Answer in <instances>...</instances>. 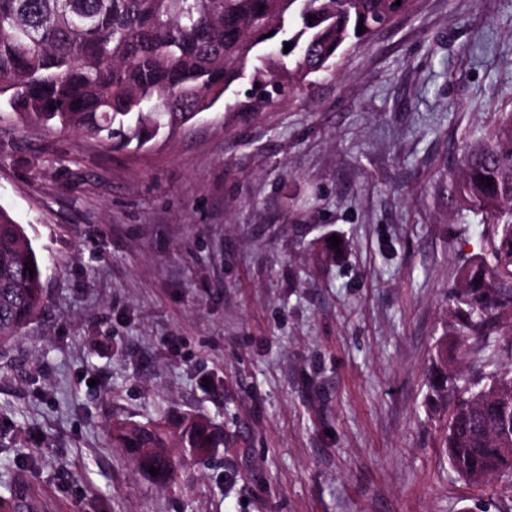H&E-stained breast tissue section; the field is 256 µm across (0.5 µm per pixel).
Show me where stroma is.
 <instances>
[{"label":"stroma","mask_w":512,"mask_h":512,"mask_svg":"<svg viewBox=\"0 0 512 512\" xmlns=\"http://www.w3.org/2000/svg\"><path fill=\"white\" fill-rule=\"evenodd\" d=\"M506 112L512 0H415L308 91L146 151L0 121L46 295L0 374V479L33 512H497L425 395L483 230L447 172ZM160 409L224 428L174 490L107 435Z\"/></svg>","instance_id":"35a3bbf8"}]
</instances>
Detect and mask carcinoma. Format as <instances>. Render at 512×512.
Returning <instances> with one entry per match:
<instances>
[{
	"label": "carcinoma",
	"instance_id": "cac0c4a2",
	"mask_svg": "<svg viewBox=\"0 0 512 512\" xmlns=\"http://www.w3.org/2000/svg\"><path fill=\"white\" fill-rule=\"evenodd\" d=\"M413 0H0V112L141 151L246 82L227 112H259L334 70ZM364 32L357 34L358 25ZM292 49L284 52V46ZM492 185H487V179ZM456 223L481 217L434 345L426 403L445 407L450 468L476 487L512 476V113L465 142L451 174ZM34 273H29V269ZM45 304L42 263L0 209V371ZM471 359L456 368V354ZM112 447L156 484L224 446L204 413L113 426ZM158 469L151 475L150 468Z\"/></svg>",
	"mask_w": 512,
	"mask_h": 512
}]
</instances>
